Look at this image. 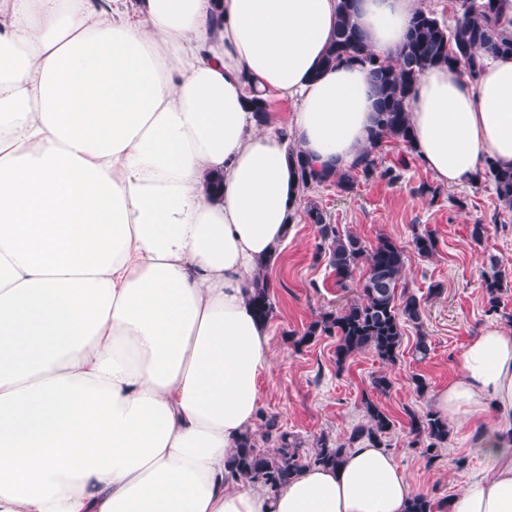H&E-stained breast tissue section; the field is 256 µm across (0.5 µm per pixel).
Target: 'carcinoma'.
Returning <instances> with one entry per match:
<instances>
[{
	"label": "carcinoma",
	"mask_w": 512,
	"mask_h": 512,
	"mask_svg": "<svg viewBox=\"0 0 512 512\" xmlns=\"http://www.w3.org/2000/svg\"><path fill=\"white\" fill-rule=\"evenodd\" d=\"M497 0H453L456 24L450 28L434 11L423 6L410 20L405 40L396 59L392 60L373 50L366 42L355 20L356 0H339L336 29L322 61L325 70L340 63L356 62L371 78L377 97L374 126L368 145L346 170L316 171L309 160L291 154L300 180L307 186L333 184L348 193L358 178L366 180L378 175L390 183L401 178L399 166H378L382 147L398 141L411 147L408 120L409 103L420 77L430 68L461 63L468 78L476 80L483 67V58L512 55V35L501 33L495 26ZM485 178L490 180L499 202L512 209V169L499 168L488 161ZM309 218L317 228L320 244L317 254H325L336 275V284L345 288L359 282V296L337 311L322 313L301 334L292 335L297 346L311 343L319 336L337 338L336 361L343 365L358 352L369 350L385 363L397 360L403 341L404 327L411 323L422 326L425 302L414 293L398 291L405 265L402 247L391 237L382 236L368 249L352 234L326 221L323 213L310 209ZM414 247L422 257L437 251V242L429 232L416 234ZM505 276L496 270L483 279L486 313H500ZM272 284L265 276L256 282L250 303L256 317L267 322L274 314ZM367 422L356 426L349 437L339 442L322 435L313 451H301V443L278 427L275 418H265L264 432L242 435L227 463L225 481L245 483L257 481L275 495L301 470L307 467L335 468L345 452L356 442L367 440L381 444L382 437L392 427L389 415L373 400L364 399ZM410 447L421 448L427 463L438 457L439 446L448 440V419L436 412L422 415L408 413ZM448 503L428 493L413 495L406 512H447Z\"/></svg>",
	"instance_id": "cac0c4a2"
}]
</instances>
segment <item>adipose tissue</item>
I'll list each match as a JSON object with an SVG mask.
<instances>
[{
    "label": "adipose tissue",
    "mask_w": 512,
    "mask_h": 512,
    "mask_svg": "<svg viewBox=\"0 0 512 512\" xmlns=\"http://www.w3.org/2000/svg\"><path fill=\"white\" fill-rule=\"evenodd\" d=\"M421 0H358L395 56ZM338 0H0V512H405L407 474L362 442L277 495L228 483L273 366L249 304L304 191L290 151L347 168L374 103L320 71ZM291 102L258 124L253 96ZM441 185L512 168V56L427 70L408 112ZM224 177L220 194L207 180ZM440 415L512 419V333L485 326ZM450 512H512V441Z\"/></svg>",
    "instance_id": "obj_1"
}]
</instances>
